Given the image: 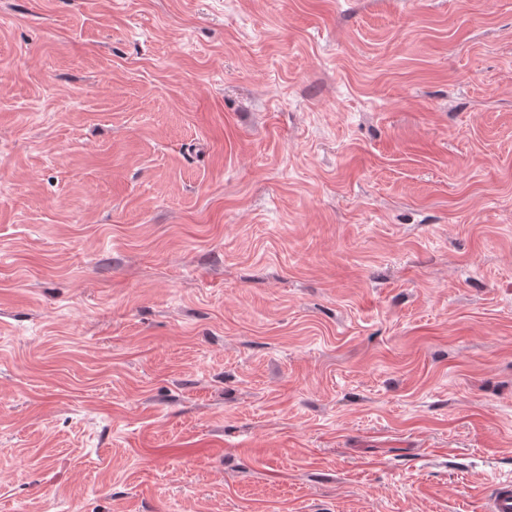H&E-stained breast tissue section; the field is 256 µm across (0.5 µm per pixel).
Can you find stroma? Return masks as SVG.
I'll list each match as a JSON object with an SVG mask.
<instances>
[{
	"label": "stroma",
	"mask_w": 512,
	"mask_h": 512,
	"mask_svg": "<svg viewBox=\"0 0 512 512\" xmlns=\"http://www.w3.org/2000/svg\"><path fill=\"white\" fill-rule=\"evenodd\" d=\"M503 475L512 0H0V512Z\"/></svg>",
	"instance_id": "obj_1"
}]
</instances>
